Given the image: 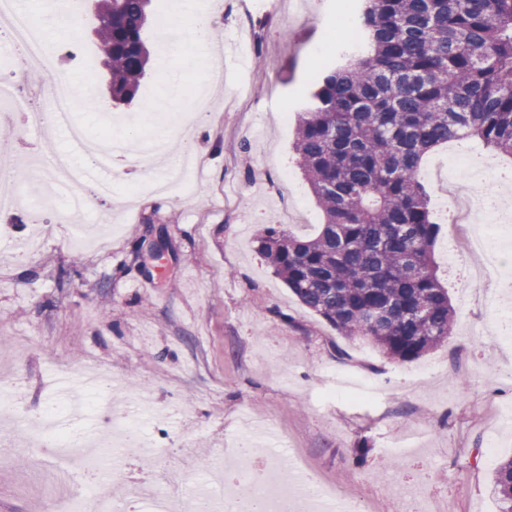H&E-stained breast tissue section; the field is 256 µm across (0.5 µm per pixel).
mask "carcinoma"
I'll return each mask as SVG.
<instances>
[{
    "mask_svg": "<svg viewBox=\"0 0 512 512\" xmlns=\"http://www.w3.org/2000/svg\"><path fill=\"white\" fill-rule=\"evenodd\" d=\"M150 0H89L112 99L139 93ZM363 54L315 74L293 149L324 216L313 235L266 228L257 251L300 302L351 339L415 360L454 335L421 164L452 140L512 156V0H363ZM512 512V459L494 477Z\"/></svg>",
    "mask_w": 512,
    "mask_h": 512,
    "instance_id": "cac0c4a2",
    "label": "carcinoma"
}]
</instances>
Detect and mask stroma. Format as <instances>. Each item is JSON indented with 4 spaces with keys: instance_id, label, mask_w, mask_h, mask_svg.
<instances>
[{
    "instance_id": "35a3bbf8",
    "label": "stroma",
    "mask_w": 512,
    "mask_h": 512,
    "mask_svg": "<svg viewBox=\"0 0 512 512\" xmlns=\"http://www.w3.org/2000/svg\"><path fill=\"white\" fill-rule=\"evenodd\" d=\"M218 39L207 52L191 42L170 50L157 28L146 32L150 63L136 101L112 102L109 77L96 66L92 17L77 32L81 57L67 67L74 82L94 74L95 103L81 119L90 132L134 136L111 128L101 115L122 120L157 98L156 73L171 69L186 99L205 70L222 69L211 89L212 112L185 142L172 111L145 114L147 133L163 134L167 154L194 144L202 175L188 202L143 191L145 174L118 182L111 199L93 208L96 222L113 220L120 233L91 235L74 249L67 226L34 221L26 203L0 213V383L16 392V408L0 410V425L37 418L56 398L61 373L95 371L117 381V410L141 434L101 488L126 496L129 480L152 482L178 455L191 461L187 481L206 480L224 464L223 448L240 434L248 412L269 425L274 448L292 465H306L363 512H398L400 492L422 487L446 512H500L492 491L495 463L485 452L497 443V461L512 457V429L496 424L512 406V341L492 331L494 309L468 286L481 261L460 252L446 231L448 207L428 182L430 209L441 231L434 245L437 273L456 312L451 341L402 362L369 343L340 336L306 308L256 251L255 239L290 214L305 217L302 232H317L323 214L293 150L295 113L316 67L329 60L349 32L356 0H281L278 11H255L249 0H212ZM239 47L246 65L224 52ZM247 191L249 206L224 197L226 186ZM162 259H155V250ZM70 276L59 281L60 269ZM380 383L372 401L344 395L323 400L336 373ZM417 437L405 454L393 441ZM53 453L0 464V512H44L48 496L66 495L79 476L60 481Z\"/></svg>"
}]
</instances>
